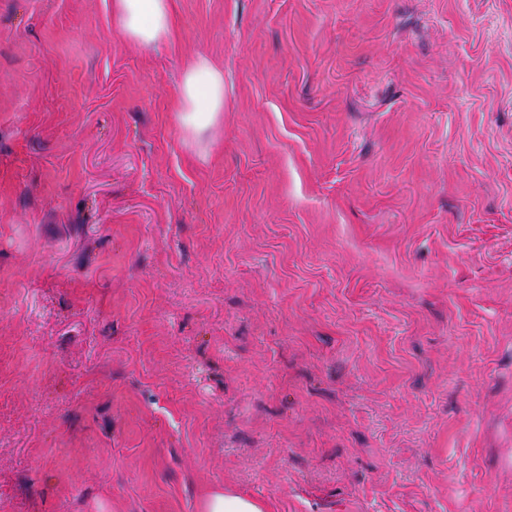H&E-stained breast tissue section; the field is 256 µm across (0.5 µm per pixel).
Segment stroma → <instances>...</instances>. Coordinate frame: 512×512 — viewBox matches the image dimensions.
I'll use <instances>...</instances> for the list:
<instances>
[{
    "instance_id": "1",
    "label": "stroma",
    "mask_w": 512,
    "mask_h": 512,
    "mask_svg": "<svg viewBox=\"0 0 512 512\" xmlns=\"http://www.w3.org/2000/svg\"><path fill=\"white\" fill-rule=\"evenodd\" d=\"M168 9L0 0V512H512V0ZM112 11L121 33L144 46L170 35L167 0H113ZM179 122L184 132L200 141L219 123L224 112V72L207 57L188 65L179 90ZM200 512H263L261 504L247 497L215 492L206 496L200 504Z\"/></svg>"
}]
</instances>
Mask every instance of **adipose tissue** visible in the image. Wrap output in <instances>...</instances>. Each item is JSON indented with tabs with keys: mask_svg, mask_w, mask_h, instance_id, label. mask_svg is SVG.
<instances>
[{
	"mask_svg": "<svg viewBox=\"0 0 512 512\" xmlns=\"http://www.w3.org/2000/svg\"><path fill=\"white\" fill-rule=\"evenodd\" d=\"M121 33L144 46L170 34L167 0H113ZM179 122L193 140H201L219 123L224 110V72L207 57L196 58L184 72L179 90Z\"/></svg>",
	"mask_w": 512,
	"mask_h": 512,
	"instance_id": "ef3b65f1",
	"label": "adipose tissue"
}]
</instances>
